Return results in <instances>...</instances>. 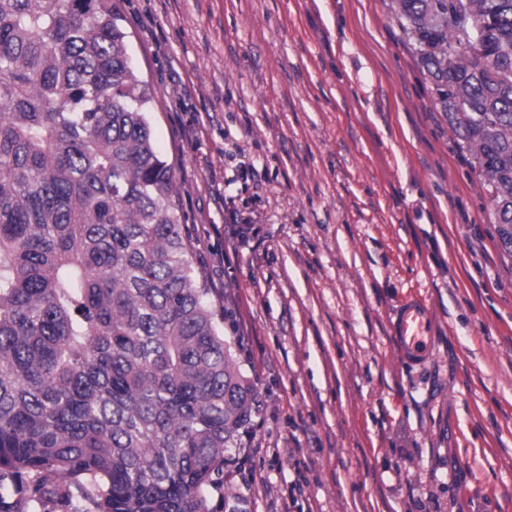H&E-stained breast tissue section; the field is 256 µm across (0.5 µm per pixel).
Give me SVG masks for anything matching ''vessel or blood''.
Returning a JSON list of instances; mask_svg holds the SVG:
<instances>
[{
  "label": "vessel or blood",
  "mask_w": 512,
  "mask_h": 512,
  "mask_svg": "<svg viewBox=\"0 0 512 512\" xmlns=\"http://www.w3.org/2000/svg\"><path fill=\"white\" fill-rule=\"evenodd\" d=\"M391 330L401 360L410 367L423 368L435 348L436 322L426 299L408 294L391 316Z\"/></svg>",
  "instance_id": "obj_1"
}]
</instances>
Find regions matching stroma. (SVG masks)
I'll use <instances>...</instances> for the list:
<instances>
[{
    "label": "stroma",
    "mask_w": 512,
    "mask_h": 512,
    "mask_svg": "<svg viewBox=\"0 0 512 512\" xmlns=\"http://www.w3.org/2000/svg\"><path fill=\"white\" fill-rule=\"evenodd\" d=\"M260 407L242 512H512V257L395 0H121ZM436 315L423 369L390 314Z\"/></svg>",
    "instance_id": "35a3bbf8"
}]
</instances>
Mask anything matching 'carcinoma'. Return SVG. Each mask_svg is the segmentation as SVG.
Listing matches in <instances>:
<instances>
[{
    "label": "carcinoma",
    "instance_id": "cac0c4a2",
    "mask_svg": "<svg viewBox=\"0 0 512 512\" xmlns=\"http://www.w3.org/2000/svg\"><path fill=\"white\" fill-rule=\"evenodd\" d=\"M119 0H0V512H212L256 384ZM512 253V0H396Z\"/></svg>",
    "mask_w": 512,
    "mask_h": 512
}]
</instances>
